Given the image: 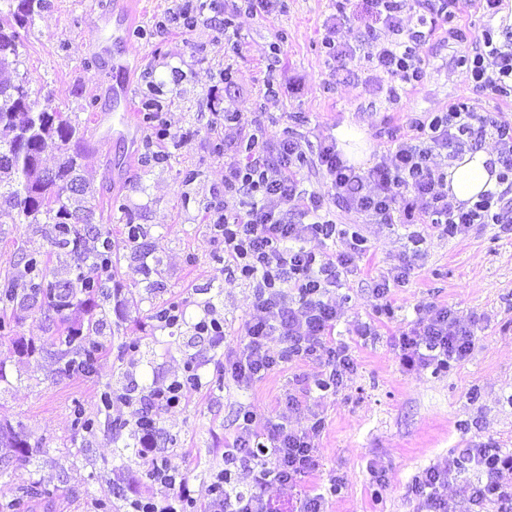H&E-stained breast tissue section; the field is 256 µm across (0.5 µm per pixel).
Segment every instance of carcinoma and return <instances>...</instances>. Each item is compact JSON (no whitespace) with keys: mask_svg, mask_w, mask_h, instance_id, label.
<instances>
[{"mask_svg":"<svg viewBox=\"0 0 512 512\" xmlns=\"http://www.w3.org/2000/svg\"><path fill=\"white\" fill-rule=\"evenodd\" d=\"M17 25L28 29L45 0H0ZM20 33L0 26V127L13 133L0 141V206L16 214L20 224H46L51 246L65 251L70 265L61 273L48 271L39 251H24L23 279L9 273L0 277V335L14 330L6 309L27 302L45 312L58 315L56 336L57 375H91L103 345H90L85 337L96 331L100 319L95 310L105 313L104 302L112 295L111 216L96 217L95 208L84 205L87 181L81 174L80 160L86 144V128L57 108H36L30 100L29 78L18 72ZM61 151L56 167H42V154L48 143ZM112 395L101 396L94 412L77 405L75 425L93 430L102 409ZM41 449L32 447L25 435L0 426V474L25 467ZM14 509L28 507L31 499L42 495L36 482L28 479L19 485Z\"/></svg>","mask_w":512,"mask_h":512,"instance_id":"1","label":"carcinoma"}]
</instances>
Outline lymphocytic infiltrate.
Listing matches in <instances>:
<instances>
[{
	"label": "lymphocytic infiltrate",
	"mask_w": 512,
	"mask_h": 512,
	"mask_svg": "<svg viewBox=\"0 0 512 512\" xmlns=\"http://www.w3.org/2000/svg\"><path fill=\"white\" fill-rule=\"evenodd\" d=\"M274 7V0H198L183 7L178 18L190 30L206 12L223 14L224 41L236 52L241 46L236 16ZM460 12V0H336L322 23L320 50L334 71L365 51L374 71L389 78L387 94L396 102L401 92L422 82L428 64L424 49L444 28L449 38L474 43L464 63L474 91L512 102V24L485 26L471 39L460 25ZM352 20L357 23L354 43L338 41V29ZM224 124L239 135L224 166V198L207 207L206 222L224 240L225 274L254 289L246 342L225 355L224 371L236 386L250 387L284 363L314 365L312 375L294 377L283 391L288 409L298 411L312 395L335 391L353 368L348 346L332 338L341 317L334 290L358 273L367 255L366 239L352 232L338 254L306 248L307 240L331 239L339 227L324 197L300 187L299 174L309 163L301 140L288 133L273 135L262 112L246 120L228 109ZM414 127L420 143L397 142L363 171L347 164L335 138L320 142L317 160L332 180L337 205L372 224L415 225L409 239L416 245L428 233L456 237L470 224L512 229V124L478 115L469 100L459 98L447 111L415 120ZM488 136L502 165L499 190L482 193L468 208L453 205L436 156L456 158ZM243 201L248 204L244 210L239 207ZM274 340L283 345L276 355L267 348ZM398 347L407 369L445 371L471 353L473 336L448 307L430 305L399 337ZM184 389L178 381L150 388L134 421L140 455L155 448L153 407H178ZM236 423L233 442L224 448V470L210 485L207 512H272L262 492L240 485L238 472L252 465L259 469L258 483L274 481L295 497L296 512H326L337 485L300 487L316 466L317 441L325 428L319 413H311L308 425L297 429L244 407ZM507 472L512 474V449L484 444L425 469L415 476L411 491L424 512H458L444 493L452 479L459 481L469 505L512 506V484L502 481Z\"/></svg>",
	"instance_id": "lymphocytic-infiltrate-1"
}]
</instances>
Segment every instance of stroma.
I'll return each instance as SVG.
<instances>
[{"label":"stroma","mask_w":512,"mask_h":512,"mask_svg":"<svg viewBox=\"0 0 512 512\" xmlns=\"http://www.w3.org/2000/svg\"><path fill=\"white\" fill-rule=\"evenodd\" d=\"M102 0H46L19 46V71L30 78L31 99L38 107L76 113L88 123L92 112L110 118V143L89 138L82 164L91 182L89 204L118 199L112 211L116 244L115 291L105 305L104 322L91 340L103 344L91 376L57 377L55 348L47 339V314L18 312L14 332L0 336V424L23 430L41 452L17 476H0V503L15 496L19 479L32 477L46 494L28 512H98L101 502L112 512H133L140 497L173 496L169 487L149 476L150 460L136 449L131 424L147 385L182 377L187 363L200 366L201 382L188 389L181 404L155 409L157 458L186 479L205 512L208 486L224 466L225 441L235 431L240 405L305 427L306 414L289 412L279 397L287 380L313 373L308 363H290L250 390H237L224 375L225 353L241 349L245 323L252 313L254 290L232 278L215 284L224 257V242L213 237L205 208L224 196V162L215 145L225 134L219 113L224 108L268 114L274 131L305 136L310 146L330 137L343 122L365 134L375 163L396 140L410 136L409 123L425 112L447 110L456 98L472 93L457 60L471 48L487 17L478 0H464L460 23L467 41L436 35L426 49L430 64L417 90L400 103L388 100L363 58L348 60L331 72L319 52L321 24L333 11V0H287L286 10L241 14L236 26L243 51L225 47L213 24L193 30L172 29L170 17L184 0H139L130 37L107 40L101 53L89 49L85 20ZM285 32L284 65L277 72L282 86L295 87L277 101L263 95L269 46ZM233 72L232 85L220 79ZM131 82L134 107L157 99L169 136L161 146L167 159H147L154 129L146 123L128 128L120 121L109 89ZM146 234L136 243L124 235L127 219ZM337 223L367 239L363 272L336 288L343 299L335 329L348 345L356 367L335 395L319 403L325 429L318 440V467L311 480H345L331 499L329 512H417L411 491L415 474L437 461L481 442L512 448V233L495 224H475L465 235L427 237L404 282L391 283L396 316L379 335H356L376 302L378 280L400 265L410 249L409 230L400 225L364 223L361 216L337 212ZM23 249H49L36 225L15 224L0 216V271H17ZM50 268L69 264L63 251H50ZM153 269L145 287L141 260ZM171 301L187 303L178 328L161 329L151 314ZM224 321L223 338L197 335L193 325L206 304ZM435 303L451 307L471 327V354L450 371L407 370L394 340L408 331L416 308ZM138 341L125 349L127 341ZM116 398L105 422L92 432L78 430L72 408L95 410L101 392Z\"/></svg>","instance_id":"35a3bbf8"}]
</instances>
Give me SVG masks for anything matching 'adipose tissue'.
<instances>
[{"label":"adipose tissue","mask_w":512,"mask_h":512,"mask_svg":"<svg viewBox=\"0 0 512 512\" xmlns=\"http://www.w3.org/2000/svg\"><path fill=\"white\" fill-rule=\"evenodd\" d=\"M500 163L491 149L464 151L448 164V198L453 203H472L481 193L497 188Z\"/></svg>","instance_id":"ef3b65f1"}]
</instances>
